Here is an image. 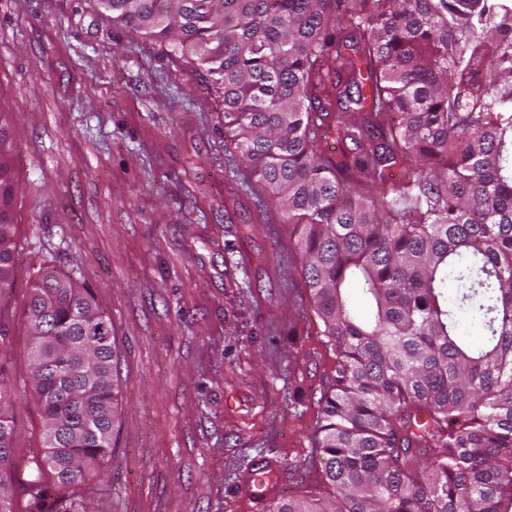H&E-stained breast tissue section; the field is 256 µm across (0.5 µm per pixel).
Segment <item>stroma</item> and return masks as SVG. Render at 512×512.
<instances>
[{"label":"stroma","mask_w":512,"mask_h":512,"mask_svg":"<svg viewBox=\"0 0 512 512\" xmlns=\"http://www.w3.org/2000/svg\"><path fill=\"white\" fill-rule=\"evenodd\" d=\"M0 110L11 115L14 288L0 319L18 467L43 446L25 308L47 266L90 288L119 346V421L97 512H267L326 496L312 434L335 356L290 228L224 155V102L169 44L95 0H0Z\"/></svg>","instance_id":"1"}]
</instances>
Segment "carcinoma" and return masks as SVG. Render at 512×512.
Segmentation results:
<instances>
[{
  "mask_svg": "<svg viewBox=\"0 0 512 512\" xmlns=\"http://www.w3.org/2000/svg\"><path fill=\"white\" fill-rule=\"evenodd\" d=\"M96 2L223 89L224 155L292 226L335 355L313 436L329 497L268 512H512V0ZM16 151L1 111L0 306ZM450 289L483 327L459 332ZM26 320L44 422L26 512H95L80 489L112 462V320L51 268ZM16 399L0 358V512Z\"/></svg>",
  "mask_w": 512,
  "mask_h": 512,
  "instance_id": "1",
  "label": "carcinoma"
}]
</instances>
